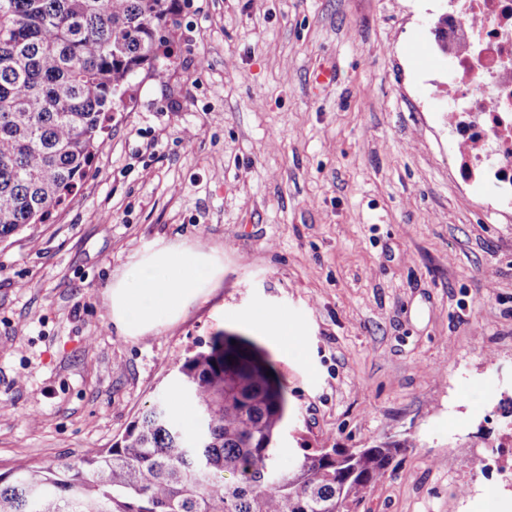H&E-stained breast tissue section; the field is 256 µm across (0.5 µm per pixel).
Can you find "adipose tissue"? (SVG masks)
<instances>
[{"mask_svg": "<svg viewBox=\"0 0 512 512\" xmlns=\"http://www.w3.org/2000/svg\"><path fill=\"white\" fill-rule=\"evenodd\" d=\"M221 273L202 250L159 246L137 256L109 283L110 318L127 336L155 328L179 316L200 288L217 283Z\"/></svg>", "mask_w": 512, "mask_h": 512, "instance_id": "adipose-tissue-1", "label": "adipose tissue"}]
</instances>
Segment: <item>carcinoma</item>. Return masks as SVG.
<instances>
[{
    "mask_svg": "<svg viewBox=\"0 0 512 512\" xmlns=\"http://www.w3.org/2000/svg\"><path fill=\"white\" fill-rule=\"evenodd\" d=\"M171 0H0V241L44 224L77 192L112 112L155 67ZM273 366L220 333L178 372L207 436L194 444L152 407L108 451L62 469L0 474V512H354L399 442L305 454L271 477L288 420Z\"/></svg>",
    "mask_w": 512,
    "mask_h": 512,
    "instance_id": "obj_1",
    "label": "carcinoma"
}]
</instances>
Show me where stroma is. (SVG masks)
I'll return each instance as SVG.
<instances>
[{
  "mask_svg": "<svg viewBox=\"0 0 512 512\" xmlns=\"http://www.w3.org/2000/svg\"><path fill=\"white\" fill-rule=\"evenodd\" d=\"M437 0H177L73 199L0 241V473L109 448L219 333L263 348L290 418L280 466L404 442L356 512H512V212L448 155ZM224 272L140 336L107 285L159 245ZM259 306L304 336L283 351ZM479 495L457 498L448 451Z\"/></svg>",
  "mask_w": 512,
  "mask_h": 512,
  "instance_id": "1",
  "label": "stroma"
}]
</instances>
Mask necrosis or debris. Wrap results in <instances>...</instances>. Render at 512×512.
I'll list each match as a JSON object with an SVG mask.
<instances>
[{
  "mask_svg": "<svg viewBox=\"0 0 512 512\" xmlns=\"http://www.w3.org/2000/svg\"><path fill=\"white\" fill-rule=\"evenodd\" d=\"M434 28L453 152L512 207V0H445Z\"/></svg>",
  "mask_w": 512,
  "mask_h": 512,
  "instance_id": "4bbe7bcc",
  "label": "necrosis or debris"
}]
</instances>
